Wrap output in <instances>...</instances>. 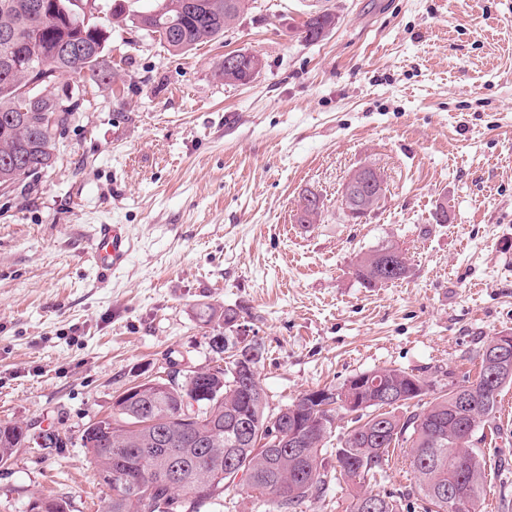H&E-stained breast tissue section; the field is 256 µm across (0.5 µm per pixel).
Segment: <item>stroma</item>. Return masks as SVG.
<instances>
[{
	"label": "stroma",
	"mask_w": 512,
	"mask_h": 512,
	"mask_svg": "<svg viewBox=\"0 0 512 512\" xmlns=\"http://www.w3.org/2000/svg\"><path fill=\"white\" fill-rule=\"evenodd\" d=\"M316 10L336 26L309 44L299 27ZM111 49L112 83L55 166L0 191V422L61 439L0 466V512H29L33 488L99 512L83 428L144 378L211 366L208 306L236 309L264 344L277 405L385 367L476 379L485 345L512 332V0H251L188 53L121 22ZM237 50L264 67L228 85ZM364 163L384 194L354 220L343 184ZM310 193L323 212L302 224ZM100 224L134 242L105 282L87 253ZM391 244L406 278H355ZM496 424L473 438L506 462L487 504L512 500V386Z\"/></svg>",
	"instance_id": "stroma-1"
}]
</instances>
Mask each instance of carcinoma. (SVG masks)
<instances>
[{"instance_id":"cac0c4a2","label":"carcinoma","mask_w":512,"mask_h":512,"mask_svg":"<svg viewBox=\"0 0 512 512\" xmlns=\"http://www.w3.org/2000/svg\"><path fill=\"white\" fill-rule=\"evenodd\" d=\"M35 0H0V31L17 33L19 43L0 42L5 53L32 60L42 66L43 86L64 77L81 83L84 98L75 110L58 114L53 127L44 125V110L53 95L41 98V105L18 111L15 89L31 80L33 73L20 63L5 65L0 60V186L27 184L55 163L59 145L75 114L92 105L88 87L112 82L109 58L110 30L105 24L80 27L61 13L68 0H42L45 11L32 8ZM249 0H151L148 7L128 12L112 10V16L131 23L145 35L166 44L174 53L224 37ZM334 14H308L301 26V39L314 43L335 26ZM258 74L254 57H241L233 66H222L227 84H242ZM406 258L398 248L387 245L357 259L354 274L368 286L398 280L407 275ZM206 325L224 324V334L212 337L218 354L215 364L183 379L163 395L150 383L139 384L134 400L115 399L112 414L97 419L94 432L83 429L80 440L88 450L98 473L143 472L150 482L151 512H197L200 503L224 497V491L240 486L269 512H298L307 503L322 500L342 479L352 481L354 492L346 512H403V501L413 495L424 500L423 512H447L448 500L440 489L452 484L460 488L469 508L480 512L487 477L486 458L465 442L469 461H458V440L471 429V410L460 405L456 389L438 385L422 376L398 368L369 371L378 382L362 393L365 411L356 416V426L339 439V465L326 457L325 444L331 437L339 413L336 404L316 407L306 396L274 407L252 378L249 392L241 387L240 376L264 360L265 348L256 340L240 344L235 331L237 310L220 312L206 307L201 314ZM196 390L209 396L199 400L194 415L181 411L182 400ZM433 392L421 408L415 400ZM169 432L164 443L151 441L153 426ZM246 425L252 441L237 445L238 425ZM30 424L0 423V464L15 457L28 440ZM306 438L304 447H288V433ZM279 439L272 450L264 440ZM392 448L410 449L415 486L403 491L369 489L379 483ZM215 481L219 489L206 494L204 485ZM109 494L101 512H144L132 487L108 483ZM30 497L42 512H70L62 498Z\"/></svg>"}]
</instances>
